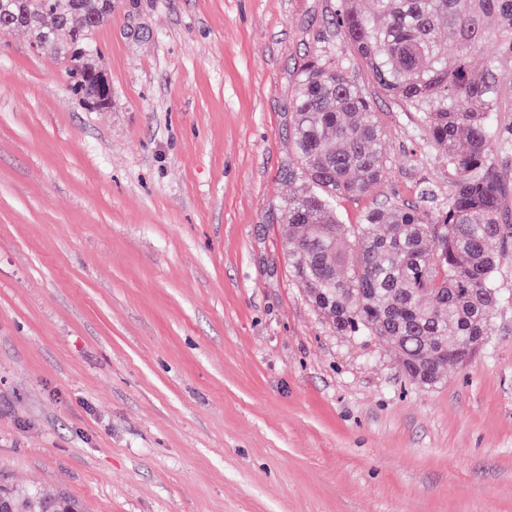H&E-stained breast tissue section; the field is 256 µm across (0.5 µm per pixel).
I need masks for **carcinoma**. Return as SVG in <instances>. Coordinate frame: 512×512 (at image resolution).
Returning <instances> with one entry per match:
<instances>
[{
    "label": "carcinoma",
    "mask_w": 512,
    "mask_h": 512,
    "mask_svg": "<svg viewBox=\"0 0 512 512\" xmlns=\"http://www.w3.org/2000/svg\"><path fill=\"white\" fill-rule=\"evenodd\" d=\"M339 0L336 30L367 61L378 85L417 114L423 148L452 176L440 202L422 186L417 205L371 207L344 224L336 198L360 196L382 176L383 130L371 101L335 49L315 50L293 93L294 155L304 184L288 190L283 223L288 271L323 319L344 336L391 345L412 381L437 384L451 364L471 361L489 335L497 263L490 244L512 239L501 200L512 190V122L503 125L497 80L512 64V0ZM108 18L98 0H4L0 32H28L69 62L86 99L104 79L82 48ZM456 37L442 51L443 29ZM496 45L482 73L470 67ZM358 251L355 264L351 250ZM12 512H51L41 492L4 496Z\"/></svg>",
    "instance_id": "carcinoma-1"
}]
</instances>
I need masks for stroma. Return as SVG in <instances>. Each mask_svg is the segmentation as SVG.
<instances>
[{"mask_svg":"<svg viewBox=\"0 0 512 512\" xmlns=\"http://www.w3.org/2000/svg\"><path fill=\"white\" fill-rule=\"evenodd\" d=\"M337 0H112V98L0 34V488L84 512H512V243L485 347L424 387L341 336L288 273L292 94L335 47L384 131L339 199L447 198L415 113L337 32Z\"/></svg>","mask_w":512,"mask_h":512,"instance_id":"stroma-1","label":"stroma"}]
</instances>
